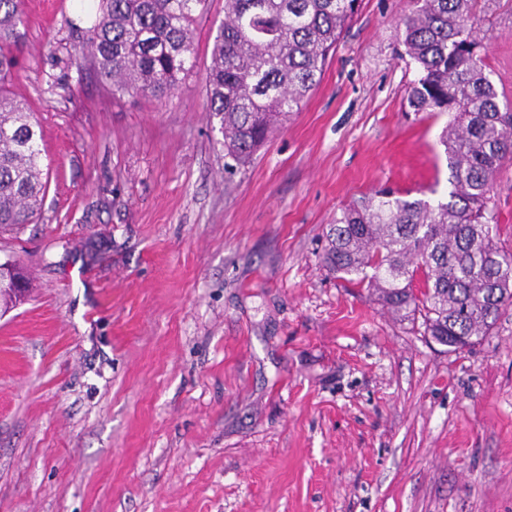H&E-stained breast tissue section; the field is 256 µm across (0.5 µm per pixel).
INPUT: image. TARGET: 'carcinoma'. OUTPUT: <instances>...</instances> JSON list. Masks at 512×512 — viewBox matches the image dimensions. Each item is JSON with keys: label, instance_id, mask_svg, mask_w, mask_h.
<instances>
[{"label": "carcinoma", "instance_id": "obj_1", "mask_svg": "<svg viewBox=\"0 0 512 512\" xmlns=\"http://www.w3.org/2000/svg\"><path fill=\"white\" fill-rule=\"evenodd\" d=\"M24 0H0V228L33 223L47 191L40 124L15 97L14 48ZM205 0H98L78 30V57L109 93L162 97L192 64L193 26ZM360 0H224L206 83L224 157L247 164L318 84ZM401 41L416 65L406 91L415 112H447L439 136L449 200L381 189L331 225L325 266L367 283L383 306L424 313L427 332L457 351L512 305V252L500 247L487 200L512 158V106L500 107L474 18L478 0H412ZM422 288L415 289L416 277Z\"/></svg>", "mask_w": 512, "mask_h": 512}]
</instances>
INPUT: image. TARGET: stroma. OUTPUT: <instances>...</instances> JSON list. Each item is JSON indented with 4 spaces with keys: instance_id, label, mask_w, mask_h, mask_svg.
<instances>
[{
    "instance_id": "obj_1",
    "label": "stroma",
    "mask_w": 512,
    "mask_h": 512,
    "mask_svg": "<svg viewBox=\"0 0 512 512\" xmlns=\"http://www.w3.org/2000/svg\"><path fill=\"white\" fill-rule=\"evenodd\" d=\"M76 0H25L12 88L49 164L37 223L0 229L26 300L0 314V512H512V306L454 353L323 263L383 186L446 200L448 114L414 112L409 0H361L320 84L233 172L206 113L224 0L163 97L111 95ZM512 102V0L479 13ZM512 250V160L490 191Z\"/></svg>"
}]
</instances>
